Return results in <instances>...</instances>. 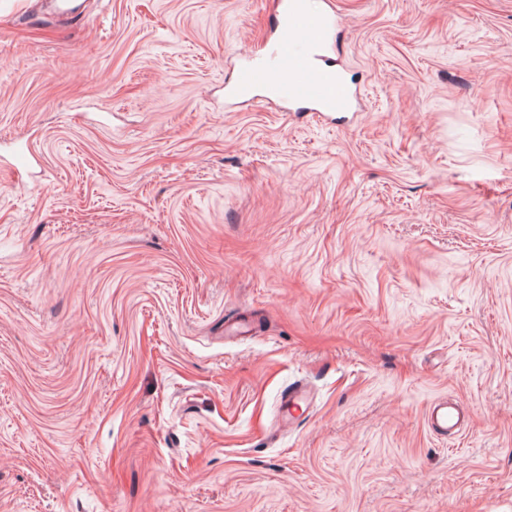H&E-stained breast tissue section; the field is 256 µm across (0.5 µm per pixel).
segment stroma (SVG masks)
Segmentation results:
<instances>
[{
	"label": "stroma",
	"mask_w": 512,
	"mask_h": 512,
	"mask_svg": "<svg viewBox=\"0 0 512 512\" xmlns=\"http://www.w3.org/2000/svg\"><path fill=\"white\" fill-rule=\"evenodd\" d=\"M276 2L0 0V512H512V0ZM305 0H280L264 51L248 58L226 86L233 99L261 92L301 112H349L356 92L331 61L340 21L333 7L306 9ZM428 421L440 434L454 433L462 421L460 411L448 401L434 404L428 412Z\"/></svg>",
	"instance_id": "35a3bbf8"
}]
</instances>
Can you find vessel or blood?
<instances>
[{"mask_svg":"<svg viewBox=\"0 0 512 512\" xmlns=\"http://www.w3.org/2000/svg\"><path fill=\"white\" fill-rule=\"evenodd\" d=\"M338 24L335 9L313 12L304 0H279L272 39L237 69L227 96L246 99L261 92L302 112L350 111L356 92L330 57ZM428 420L445 435L458 429L462 416L444 401L430 408Z\"/></svg>","mask_w":512,"mask_h":512,"instance_id":"1","label":"vessel or blood"}]
</instances>
